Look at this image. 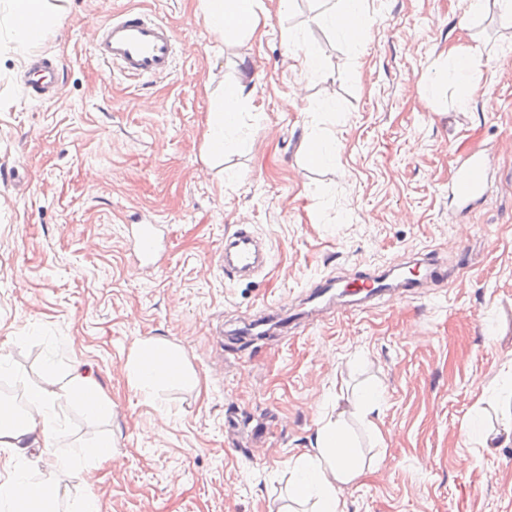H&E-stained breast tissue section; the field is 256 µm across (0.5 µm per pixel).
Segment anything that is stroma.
Returning a JSON list of instances; mask_svg holds the SVG:
<instances>
[{"mask_svg":"<svg viewBox=\"0 0 512 512\" xmlns=\"http://www.w3.org/2000/svg\"><path fill=\"white\" fill-rule=\"evenodd\" d=\"M279 2L262 0L256 35L224 41L200 0H47L33 53L60 64L48 100L0 37V388L46 387L74 365L98 381L107 413L64 398L53 412L61 454L112 437L111 460L84 466L100 512H286L296 456L336 417L373 464L339 512H512V19L463 28L470 0H366L350 43L321 0ZM130 8L175 30L170 75L129 78L93 55L96 29ZM292 32L328 76L295 61ZM474 45L473 79L430 91L449 48ZM244 72L240 146L217 159L208 120ZM313 135L333 140L335 164L303 165ZM474 150L492 167L465 210L448 181ZM130 224L166 226L160 268L133 261ZM242 225L268 238L270 261L233 280L220 256ZM423 258L439 272L414 298L221 336L302 307L323 278ZM149 338L183 351L198 386L142 393L128 361ZM370 386L383 394L372 426ZM479 408L495 447L466 433Z\"/></svg>","mask_w":512,"mask_h":512,"instance_id":"stroma-1","label":"stroma"}]
</instances>
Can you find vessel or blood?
Here are the masks:
<instances>
[{"label": "vessel or blood", "mask_w": 512, "mask_h": 512, "mask_svg": "<svg viewBox=\"0 0 512 512\" xmlns=\"http://www.w3.org/2000/svg\"><path fill=\"white\" fill-rule=\"evenodd\" d=\"M176 34L171 26L144 13L127 10L101 26L94 41V54L104 64L119 66L121 71L137 78H161L171 73L175 61ZM30 87L38 97L51 93L57 66L45 57L30 65ZM490 160L486 153L473 151L464 155L455 167L448 191L463 205L477 203L483 197ZM134 250L141 262L154 265L166 239L162 224H132L127 228ZM268 254L254 231L241 227L224 236V273L232 277L247 276L264 269ZM397 269L341 283L327 277L312 288L313 311L333 309L339 312H365L372 302L386 294L407 288Z\"/></svg>", "instance_id": "b4317fda"}]
</instances>
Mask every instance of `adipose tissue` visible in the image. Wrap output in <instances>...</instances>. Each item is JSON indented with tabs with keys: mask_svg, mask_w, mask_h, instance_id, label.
Wrapping results in <instances>:
<instances>
[{
	"mask_svg": "<svg viewBox=\"0 0 512 512\" xmlns=\"http://www.w3.org/2000/svg\"><path fill=\"white\" fill-rule=\"evenodd\" d=\"M43 4L44 0H9L8 32L19 55L29 54L36 40L47 32ZM260 7L261 0H201L205 25L224 40L254 34L260 24ZM253 92L252 79L245 76L219 101L206 132L213 154L236 148L239 117L251 104ZM130 370L136 386L144 392L152 391L160 381L176 386L188 378L184 353L158 339H147L137 346L130 358ZM64 390L88 415H100L106 408L102 388L81 370H73ZM57 398V393L47 388L28 389L32 409L22 415L10 401L0 402V449L9 453V476L0 482V512H56L62 495L54 475L44 473L32 478L22 463L29 459L39 463L51 455L56 426L44 409ZM365 471L364 461L341 424L328 422L317 430L314 451L295 460L293 495L298 500L312 501V512H339V491Z\"/></svg>",
	"mask_w": 512,
	"mask_h": 512,
	"instance_id": "ef3b65f1",
	"label": "adipose tissue"
}]
</instances>
